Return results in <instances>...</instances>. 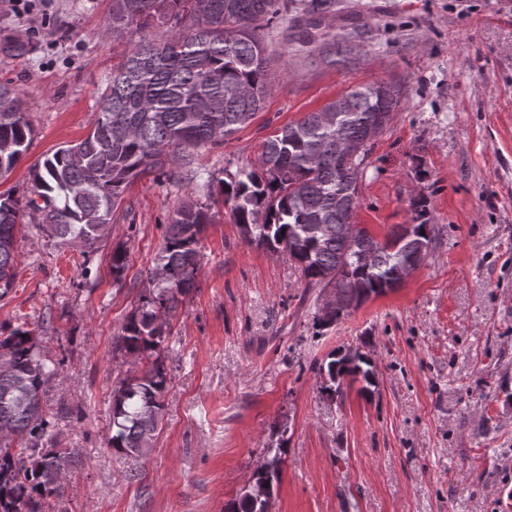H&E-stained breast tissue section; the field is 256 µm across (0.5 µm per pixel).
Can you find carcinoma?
<instances>
[{"label": "carcinoma", "mask_w": 512, "mask_h": 512, "mask_svg": "<svg viewBox=\"0 0 512 512\" xmlns=\"http://www.w3.org/2000/svg\"><path fill=\"white\" fill-rule=\"evenodd\" d=\"M281 12L280 0H112L106 31L127 49L112 68L98 119L90 133L46 157L34 170L35 199L0 194V289L11 287L17 268L16 234L27 211L40 212L50 236L77 239L90 249L112 234V216L126 186L155 168L192 167V155L219 145L251 124L271 86V60L263 30ZM167 35H134L153 25ZM321 17L295 20L293 40L318 41ZM0 51L21 57L28 43L5 39ZM401 87L373 83L355 87L320 110L282 128L249 168L226 174L220 192L231 205L244 240L288 252L308 283L339 287L361 304L385 293L398 268L422 264L431 245L428 205L413 204V223L380 242L364 228L350 240L343 226L359 206V179L373 141L401 102ZM19 91L0 83V179L27 152L33 128ZM363 144L358 164H347L339 143ZM212 221L197 200L185 201L168 224L155 288L126 318L118 343L146 361L140 374L124 380L112 396L108 447L123 457H146L163 418L168 376L160 356L166 328L179 296L195 284L201 264L200 236ZM43 354L34 331L17 328L0 336V512H45L61 491L70 448L39 446L50 422L44 384L56 368ZM371 354L350 348L318 365L322 389L341 393L345 379L363 393L376 386ZM225 512H268L243 494Z\"/></svg>", "instance_id": "cac0c4a2"}]
</instances>
